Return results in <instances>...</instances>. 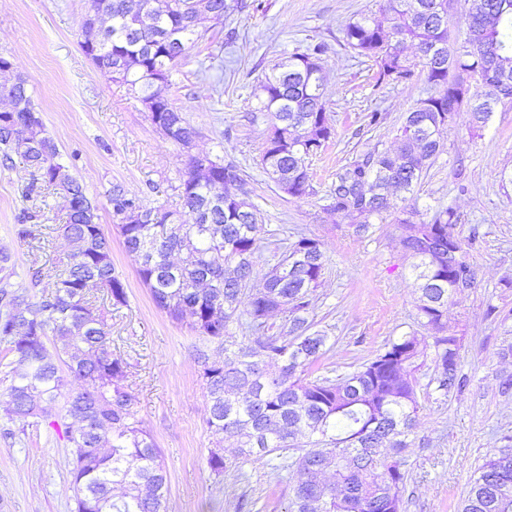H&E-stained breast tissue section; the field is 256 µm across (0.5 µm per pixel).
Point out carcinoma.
<instances>
[{"mask_svg": "<svg viewBox=\"0 0 512 512\" xmlns=\"http://www.w3.org/2000/svg\"><path fill=\"white\" fill-rule=\"evenodd\" d=\"M450 1L457 2L383 0L379 14H363L345 28L344 46L373 61L380 82L411 79L415 63L405 49L414 47L433 92L406 113L390 147L343 166L326 191L327 211L349 220L359 233L373 218L394 216L399 243L414 259L418 323L433 340L436 373L426 388L441 397L465 386L460 338L448 332V303L474 287L476 277L460 239L454 243V269L439 258L455 212L440 209L421 220L409 195L444 152L445 131L462 116L470 129H485L504 99L501 78L512 79V0H479L467 18V30H481L478 46L469 36L461 42L452 38ZM91 2L110 21L91 57L94 65L105 73L122 60V82L145 98L159 99L152 123L179 145L195 137L169 98L171 69L204 36L191 24L196 13L221 17L245 8L243 0H142L153 19L144 34L135 30L128 0ZM327 51L320 41L289 55L259 86V111L277 131L266 139L262 168L278 174L275 185L290 198L313 194L305 160L333 135L323 93L321 60ZM155 72L165 75L164 82L149 80ZM27 85L20 78L5 95L18 100L20 110L0 111V156L6 164L20 158L47 188L66 197L59 231L70 251L63 271L33 273L34 285L44 289L32 301L11 288L12 256L0 250V338L13 357L5 412L24 432L43 404L60 403L74 502L87 504L86 512H167L166 469L124 385L129 364L112 354L108 317L127 305L125 285L112 264L97 208L59 161ZM465 90L473 107L461 109L458 97ZM25 129L33 132L31 144L18 138ZM216 177L236 184L238 203L205 209L211 187L186 178L180 196L188 219L181 224L166 223L171 211L147 206L120 184L109 192L112 223L126 250L139 259V278L155 306L203 344L196 359L209 403L207 429L215 437L207 457L210 471L224 476V441L230 440L233 456L261 459L274 453L275 469L295 473L287 512H404L405 451L420 411L417 372L427 337L398 336L338 379L309 377L307 370L328 342L313 330L312 318L325 265L322 243L300 235L259 273L254 261L259 211L248 180L233 162L220 163ZM134 209L143 211L144 221L125 223ZM175 253L177 262L171 260ZM259 276L263 286L250 287ZM99 291L107 294L110 307L92 306ZM234 321L245 332L240 342L228 340ZM62 364L78 389L68 388ZM500 441L471 479L461 512H512V436Z\"/></svg>", "mask_w": 512, "mask_h": 512, "instance_id": "carcinoma-1", "label": "carcinoma"}]
</instances>
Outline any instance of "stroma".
Returning a JSON list of instances; mask_svg holds the SVG:
<instances>
[{
  "label": "stroma",
  "mask_w": 512,
  "mask_h": 512,
  "mask_svg": "<svg viewBox=\"0 0 512 512\" xmlns=\"http://www.w3.org/2000/svg\"><path fill=\"white\" fill-rule=\"evenodd\" d=\"M244 10L206 21L207 35L173 67L168 94L197 135L191 149L166 138L138 97L85 56L83 19L89 0H0V56L25 77L48 134L64 163L97 207L112 241L127 306L112 313V352L129 364L137 417L161 450L168 476V512H286L295 478L274 472L268 459L239 458L223 478L207 465L209 404L195 357L198 337L153 304L113 227L108 193L121 184L151 206L182 214L179 187L188 152L224 157L245 170L261 219L260 240L318 238L325 269L313 311L329 338L313 366L336 377L373 358L397 336L417 329L412 258L392 219H373L356 232L324 210L337 171L374 147H385L428 89L415 68L410 80L377 79V68L343 45L346 25L377 13L380 0H246ZM323 41L324 92L335 134L310 164L314 195L292 199L264 173L260 159L269 126L257 93L282 58ZM385 112L368 126L367 113ZM445 150L414 189L420 213L453 207L454 236L469 242L474 287L454 295L448 323L461 339L464 391L442 399L420 394L422 408L407 449L405 512H459L468 483L501 434H512V104L498 106L482 135L465 123L447 130ZM35 216L36 237L15 235L23 213ZM66 216L61 194L47 190L21 161L0 164V248L15 263L14 290L38 298L34 271L54 270L68 244L58 230ZM67 443L47 422L19 431L0 411V512H73Z\"/></svg>",
  "instance_id": "1"
}]
</instances>
